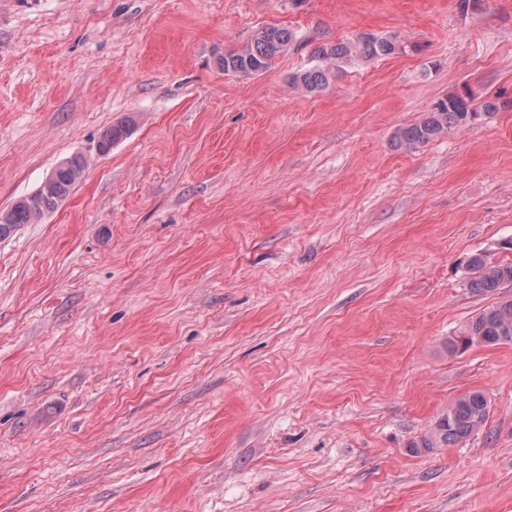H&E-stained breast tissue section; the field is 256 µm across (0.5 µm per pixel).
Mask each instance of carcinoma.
<instances>
[{
  "mask_svg": "<svg viewBox=\"0 0 512 512\" xmlns=\"http://www.w3.org/2000/svg\"><path fill=\"white\" fill-rule=\"evenodd\" d=\"M296 42L294 32L283 27H266L240 48L224 51L217 61L226 74L257 75L266 72L273 61ZM395 40L374 34H361L356 39L325 44L312 52L313 65L294 74L292 83L313 94L329 84L331 64L352 56L363 59L385 57L396 52ZM477 109L466 98L457 94L441 101L420 121L401 126L393 132L392 146L416 149L441 137L448 130L466 125L475 119ZM131 124L124 120L111 125L100 135L96 151L105 155L126 138ZM88 159L82 153L65 158L54 169L52 178L39 186L36 192L16 201L0 212V238L11 234L22 224H33L55 210L82 179ZM469 272L468 288L477 294H496L512 286V260H493L484 252L473 254L466 264ZM498 346L512 343V299L496 302L481 310L460 331L448 338V353L455 354L474 344ZM489 402L484 393L465 394L441 413L420 439L410 443V451L418 454L446 448L469 439L485 424Z\"/></svg>",
  "mask_w": 512,
  "mask_h": 512,
  "instance_id": "cac0c4a2",
  "label": "carcinoma"
}]
</instances>
